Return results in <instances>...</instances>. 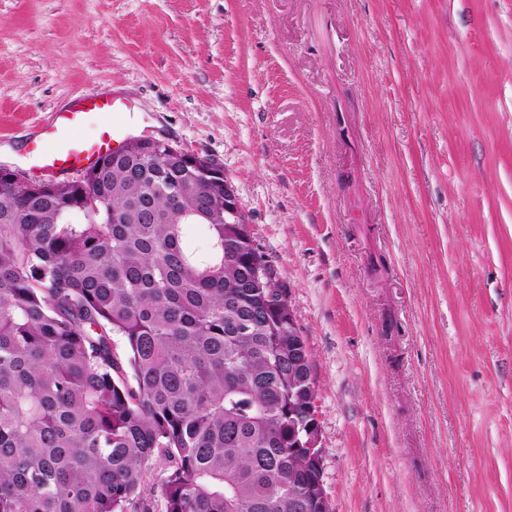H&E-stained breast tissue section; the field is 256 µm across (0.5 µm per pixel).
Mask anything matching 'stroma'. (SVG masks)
Masks as SVG:
<instances>
[{
  "label": "stroma",
  "mask_w": 512,
  "mask_h": 512,
  "mask_svg": "<svg viewBox=\"0 0 512 512\" xmlns=\"http://www.w3.org/2000/svg\"><path fill=\"white\" fill-rule=\"evenodd\" d=\"M82 94L223 168L332 512H512V0H0V146Z\"/></svg>",
  "instance_id": "35a3bbf8"
}]
</instances>
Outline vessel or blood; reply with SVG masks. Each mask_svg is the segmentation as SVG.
Here are the masks:
<instances>
[{
    "instance_id": "b4317fda",
    "label": "vessel or blood",
    "mask_w": 512,
    "mask_h": 512,
    "mask_svg": "<svg viewBox=\"0 0 512 512\" xmlns=\"http://www.w3.org/2000/svg\"><path fill=\"white\" fill-rule=\"evenodd\" d=\"M111 101L101 98L78 97L66 110L51 113L39 130L30 138L28 151L35 158L40 170L50 174L63 173L78 168L92 167L101 156L111 150L116 137L127 135V127L103 123L97 139L87 140L81 135L87 115L97 110L111 112ZM51 143V150H44V143Z\"/></svg>"
}]
</instances>
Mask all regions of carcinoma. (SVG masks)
Masks as SVG:
<instances>
[{"mask_svg":"<svg viewBox=\"0 0 512 512\" xmlns=\"http://www.w3.org/2000/svg\"><path fill=\"white\" fill-rule=\"evenodd\" d=\"M130 149L77 180H0V512H151L161 463L165 512H305L288 386L310 354H288V300L250 287L221 178Z\"/></svg>","mask_w":512,"mask_h":512,"instance_id":"carcinoma-1","label":"carcinoma"}]
</instances>
